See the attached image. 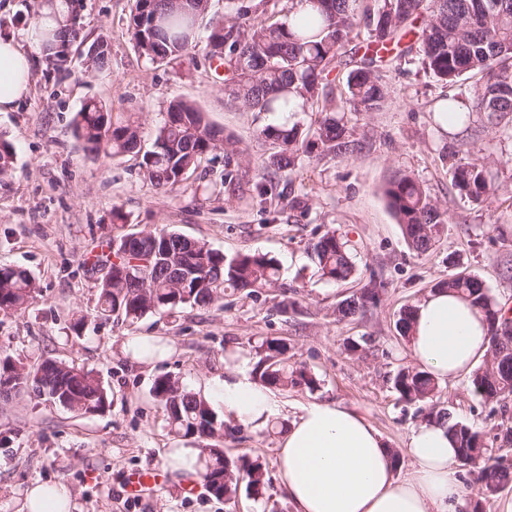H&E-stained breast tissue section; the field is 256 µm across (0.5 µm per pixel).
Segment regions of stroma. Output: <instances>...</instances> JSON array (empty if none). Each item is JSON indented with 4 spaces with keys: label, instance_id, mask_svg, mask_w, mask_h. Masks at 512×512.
Segmentation results:
<instances>
[{
    "label": "stroma",
    "instance_id": "35a3bbf8",
    "mask_svg": "<svg viewBox=\"0 0 512 512\" xmlns=\"http://www.w3.org/2000/svg\"><path fill=\"white\" fill-rule=\"evenodd\" d=\"M50 3L0 0V37L29 49L30 25ZM132 7L133 0H81V36L67 45L65 63L54 66L34 55L28 96L14 111L0 112V139L14 148L13 167L0 176V267L25 268L37 285L25 311L0 313V352L30 366L52 356L92 370L112 400L100 415L52 408L26 395L0 400V512H25L27 491L44 482L67 485L74 512H295L278 474L276 443L285 418H277L276 430L246 426L237 439L225 440L227 455L261 463L270 479L262 496L242 491L225 501L211 496L200 478L169 472L170 449L194 451L199 443L169 433L152 395L164 374L202 393L207 380L223 378L237 353L255 368L258 344L268 337L284 339L289 362L318 380L313 390H282L289 413L323 401L356 409L396 454L399 474L411 468L407 439L433 404L472 426L486 447L512 458V399L485 401L464 376L441 383L432 403H407L392 383L398 369L413 364L396 322L437 281L457 272L475 275L499 308L512 311V275L504 272L512 264V130L479 119L468 130L441 133L432 110L447 87L420 60L393 61L384 70L390 95L382 109L347 117L364 143L361 151L348 159L306 157L289 174L265 170L269 145L258 128L268 116L239 108L203 48L167 65L141 57L131 39ZM100 39L108 65L91 73L84 54ZM92 98L113 116L138 114L146 150L171 101L196 103L212 125L238 140L252 173L271 180L279 203L260 200L247 181L224 186L220 154L167 194L145 180L141 155L86 153L73 118ZM447 144L485 165L499 187L496 198L477 204L458 195L440 159ZM398 171L418 179L448 214L439 242L423 254L409 248L383 194ZM295 196L306 210L289 207ZM155 227L205 241L229 257L268 254L279 266L278 285L256 297L229 292L206 307L132 322L100 317L97 284L85 268L89 255L119 232ZM329 228L347 240L358 279L329 284L317 277L306 248ZM373 273L378 304L365 315L337 320V305ZM287 288L297 300L289 310L281 307ZM136 336L161 338L170 355L138 362L125 350ZM362 340L365 351L347 352L348 343ZM156 468L165 470L163 482L144 493L128 491L132 474ZM458 470L460 512H512V484L485 498L477 467L462 463Z\"/></svg>",
    "mask_w": 512,
    "mask_h": 512
}]
</instances>
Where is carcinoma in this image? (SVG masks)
Returning a JSON list of instances; mask_svg holds the SVG:
<instances>
[{"label": "carcinoma", "instance_id": "obj_1", "mask_svg": "<svg viewBox=\"0 0 512 512\" xmlns=\"http://www.w3.org/2000/svg\"><path fill=\"white\" fill-rule=\"evenodd\" d=\"M130 27L139 55L153 64L182 57L198 46V21L207 0H134ZM279 0H229L231 16L212 24L206 55L222 70L224 90L250 112L288 114V119L264 125L259 135L271 145L265 167L293 171L304 157L347 158L359 152L347 112H376L388 98L383 69L394 59L414 53L442 82L453 85L468 75H480L468 101L444 99L433 112L441 131L468 128L477 115L498 127L512 125V0H291L281 18ZM252 14L262 18L244 23ZM352 46L351 55L346 47ZM344 73L345 97L333 96L332 74ZM315 114L313 122L301 116ZM74 131L86 151L116 156L141 150V123L132 116L116 120L106 105L88 100L76 112ZM218 151L224 152V182L247 172L230 168L239 154L236 141L220 137L195 103L174 100L156 127L152 149L143 154V175L158 189L174 192L185 175ZM442 159L452 170L456 191L476 203L496 195L484 166L450 147ZM384 195L405 240L417 253L429 251L440 237L447 214L423 186L408 174L396 175ZM130 234L112 238L86 263L97 276L98 308L102 317L138 319L149 313L171 314L185 306L206 307L226 291L257 294L278 281L274 260L260 252L226 257L200 240L192 242L173 230L144 232L136 245L124 246ZM321 280L339 284L353 279L357 266L344 237L327 230L308 246ZM434 288L454 291L482 313L488 327L490 351L499 380L487 382L476 373L471 385L487 401L512 394V334L498 333L501 309L478 278L457 273L437 281ZM34 277L25 269L0 268V312H18L34 299ZM374 277L337 307L340 319L353 318L378 302ZM263 356L256 379L271 388L305 385L317 379L303 366L288 364V344L280 338L262 340ZM395 391L407 402L433 399L440 385L428 372L401 368L393 379ZM27 391L48 406L86 415L106 412L110 394L93 371L47 357L27 367L0 356V398ZM152 393L164 408L171 433L201 442L199 464L206 490L231 500L239 491L257 497L268 485L261 464L244 457L231 459L223 446L224 419L198 394L178 380L162 375ZM428 420L448 427L457 444L458 459L469 462L480 433L455 421L447 409L431 408ZM479 482L486 496L512 482V464L492 449L481 450Z\"/></svg>", "mask_w": 512, "mask_h": 512}]
</instances>
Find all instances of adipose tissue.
<instances>
[{
  "instance_id": "adipose-tissue-1",
  "label": "adipose tissue",
  "mask_w": 512,
  "mask_h": 512,
  "mask_svg": "<svg viewBox=\"0 0 512 512\" xmlns=\"http://www.w3.org/2000/svg\"><path fill=\"white\" fill-rule=\"evenodd\" d=\"M32 61L9 38L0 39V112L29 91ZM421 369L442 380L471 372L489 349L487 324L468 300L445 290L415 306L408 343ZM204 394L224 417L262 431L286 414L288 403L236 364ZM411 470L396 462L381 433L356 410L331 402L304 406L278 442L283 487L296 512H458L464 491L455 441L434 422L415 427L407 443Z\"/></svg>"
}]
</instances>
